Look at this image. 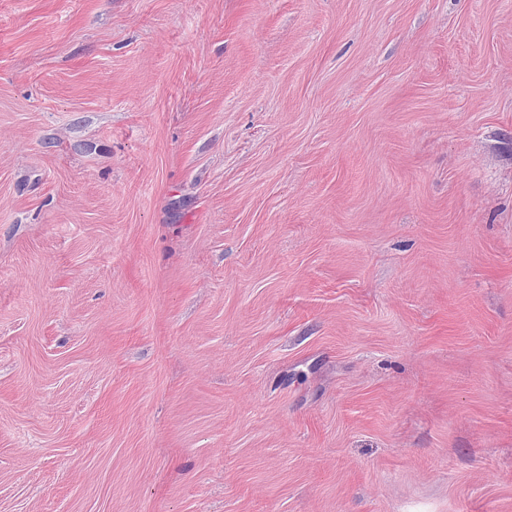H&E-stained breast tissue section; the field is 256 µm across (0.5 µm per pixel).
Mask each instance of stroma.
I'll return each instance as SVG.
<instances>
[{"label": "stroma", "mask_w": 512, "mask_h": 512, "mask_svg": "<svg viewBox=\"0 0 512 512\" xmlns=\"http://www.w3.org/2000/svg\"><path fill=\"white\" fill-rule=\"evenodd\" d=\"M0 512H512V0H0Z\"/></svg>", "instance_id": "35a3bbf8"}]
</instances>
